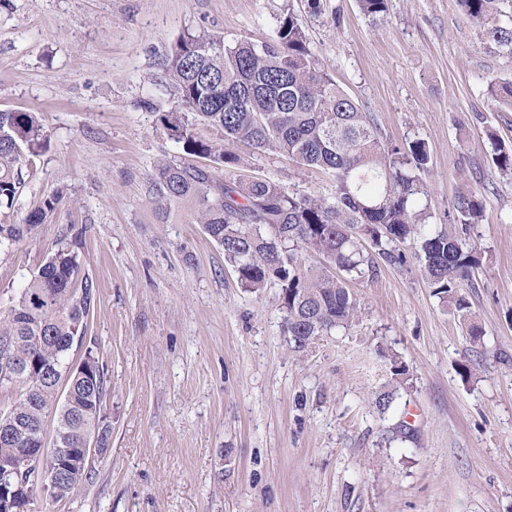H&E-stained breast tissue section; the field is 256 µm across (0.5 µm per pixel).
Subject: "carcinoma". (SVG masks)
<instances>
[{
    "label": "carcinoma",
    "mask_w": 512,
    "mask_h": 512,
    "mask_svg": "<svg viewBox=\"0 0 512 512\" xmlns=\"http://www.w3.org/2000/svg\"><path fill=\"white\" fill-rule=\"evenodd\" d=\"M457 2L470 21L483 26L491 44L512 54V17L493 18L498 0ZM359 6L374 21L384 18L386 0H359ZM164 74L172 100L161 121L186 154L209 164L161 162L148 177L149 200L161 215L189 204L192 222L223 248L243 288L257 292L279 286L284 334L293 350L305 351L358 320L360 303L348 282L375 272L377 257L405 263V255L391 247L396 242L412 245L435 296L458 313L468 312L460 286L479 260L459 226L481 222L480 189L460 192L448 210V226L432 229L430 214L420 204L427 195L421 178L429 162L426 143L381 142L370 113L325 71L297 15L283 11L272 36L260 44L188 32L172 46ZM487 91L512 108V82L494 79ZM194 121L220 131L222 142L199 138ZM489 139L493 164L512 175V144L493 133ZM46 141L36 113L0 110V209L13 208L22 166L42 152ZM226 142L247 143L320 170L331 177L332 193L316 199L265 179H234L230 169L238 158L224 149ZM60 200L58 195L44 200L23 224L1 220L0 247L23 240ZM264 227L268 232H262ZM69 231L73 248L52 254L0 314V338L9 339L11 356L35 372L29 380L0 375V395L9 399L0 411V456L15 447L17 421L35 427L27 447H40L39 427L48 415L55 439L70 448L95 429L103 446L111 437L104 415V371L93 350L82 358L91 375L66 377L76 337L86 335L92 299L88 278H79L74 251L86 229ZM307 251L325 257L326 265L304 267L301 255ZM64 377L72 395L67 403L59 397Z\"/></svg>",
    "instance_id": "obj_1"
}]
</instances>
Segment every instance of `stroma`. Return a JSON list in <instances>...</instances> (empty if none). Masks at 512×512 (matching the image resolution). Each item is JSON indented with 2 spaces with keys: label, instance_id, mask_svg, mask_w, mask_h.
I'll return each mask as SVG.
<instances>
[{
  "label": "stroma",
  "instance_id": "1",
  "mask_svg": "<svg viewBox=\"0 0 512 512\" xmlns=\"http://www.w3.org/2000/svg\"><path fill=\"white\" fill-rule=\"evenodd\" d=\"M288 8L382 142H426L433 228L480 188L484 219L464 233L479 259L468 318L434 296L404 243L406 264L350 282L356 323L294 352L278 286L245 291L184 206L156 215L144 194L154 167L200 162L159 120L171 47L199 30L265 41ZM493 77L512 81V56L456 0H387L378 23L357 0H321L316 15L307 0H0V110L37 113L47 134L9 220L62 197L0 251V311L67 225H86L78 262L92 304L69 360L94 349L112 427L90 479L63 502L38 495L36 512H512V176L488 139L512 141V110L490 99ZM231 150L236 177L332 189L288 158Z\"/></svg>",
  "mask_w": 512,
  "mask_h": 512
}]
</instances>
